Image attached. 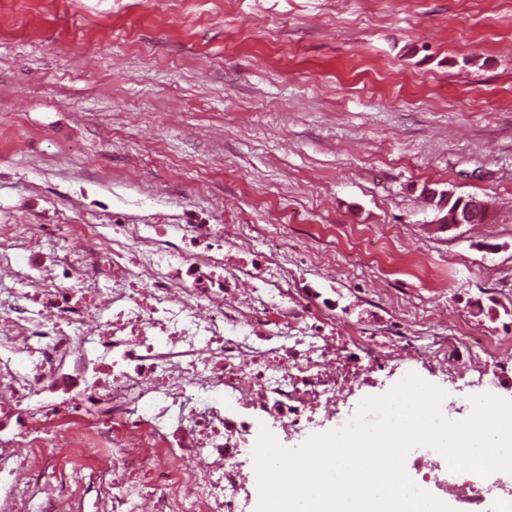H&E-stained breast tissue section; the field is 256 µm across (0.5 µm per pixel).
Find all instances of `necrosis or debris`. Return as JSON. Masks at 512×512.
<instances>
[{"mask_svg":"<svg viewBox=\"0 0 512 512\" xmlns=\"http://www.w3.org/2000/svg\"><path fill=\"white\" fill-rule=\"evenodd\" d=\"M249 251L220 224H0V512H243L229 403L286 429L336 392L287 255L258 277Z\"/></svg>","mask_w":512,"mask_h":512,"instance_id":"necrosis-or-debris-1","label":"necrosis or debris"}]
</instances>
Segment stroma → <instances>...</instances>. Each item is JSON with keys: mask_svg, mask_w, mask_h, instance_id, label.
<instances>
[{"mask_svg": "<svg viewBox=\"0 0 512 512\" xmlns=\"http://www.w3.org/2000/svg\"><path fill=\"white\" fill-rule=\"evenodd\" d=\"M429 188L486 221L439 230ZM0 224H220L251 260L286 251L289 304L336 345V399L295 444L411 371L452 420L511 399L512 347L453 336L512 340V0H0ZM497 484L429 488L496 512Z\"/></svg>", "mask_w": 512, "mask_h": 512, "instance_id": "1", "label": "stroma"}]
</instances>
